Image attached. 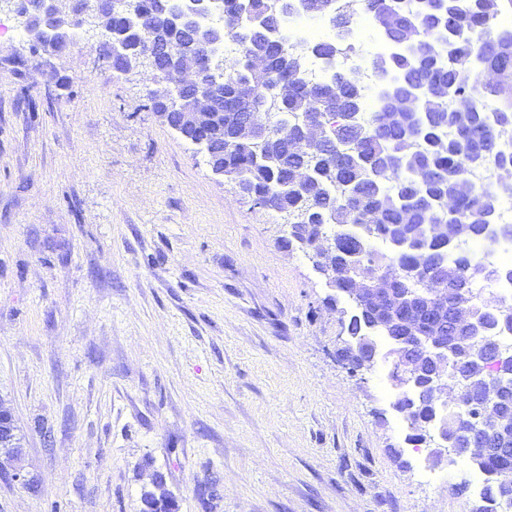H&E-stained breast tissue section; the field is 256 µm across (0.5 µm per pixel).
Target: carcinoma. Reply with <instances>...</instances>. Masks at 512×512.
Listing matches in <instances>:
<instances>
[{
    "mask_svg": "<svg viewBox=\"0 0 512 512\" xmlns=\"http://www.w3.org/2000/svg\"><path fill=\"white\" fill-rule=\"evenodd\" d=\"M263 0H222L224 25L240 26L249 34L250 47L269 59L268 72L258 76L248 65L245 47L216 65L202 91L213 100L207 114L184 129L185 139L206 158L224 164V177L246 185L257 205L286 211L296 217L287 245L305 254L319 251L324 239L335 253L326 257L334 288L347 297L350 273L358 272L389 288L421 290L427 282L458 288L468 282L470 306L484 308L473 292L471 267L477 265L466 249L491 230L485 220L497 214L505 195L512 196V152L502 149L503 135L512 129V53L492 51L491 37L503 28L498 23L504 3L512 0H426L415 12L403 0H364L377 26L393 13L402 26L387 31L400 44L405 33L419 25L423 31L410 51L372 60L384 61L378 76L389 83L380 112H365L352 85L341 82L342 72L313 82L309 79V50L290 47L275 38L278 24L259 26ZM332 0H299L295 6L351 27L348 14H336ZM125 12L106 19L105 57L118 48L137 64L145 51V32L139 17H150L155 40L173 50L186 43L172 16L178 0H127ZM498 73V81H482L484 70ZM281 89L276 109L280 120L265 136L262 148L239 134L243 96L259 97ZM485 94L498 101L493 112L478 102ZM317 120L320 139L304 150L293 148L306 119ZM477 148L484 161L494 162L504 177L495 186H474L458 191L468 162ZM458 200L448 212V197ZM337 230L328 235L326 226ZM380 241L386 250L376 251ZM383 316L370 308H354L346 326L350 336H385ZM343 357L354 371L372 367L363 351L346 347ZM492 374L512 376V346L500 343ZM396 404L410 422L409 440L420 442L442 421L465 430L479 414L476 407L445 412L421 388L398 397ZM501 430L512 436V391L499 409ZM483 475V504L472 512H509L512 489L497 477V470L512 466L506 459L471 460Z\"/></svg>",
    "mask_w": 512,
    "mask_h": 512,
    "instance_id": "carcinoma-1",
    "label": "carcinoma"
}]
</instances>
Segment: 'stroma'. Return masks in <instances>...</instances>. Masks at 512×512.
Wrapping results in <instances>:
<instances>
[{
    "label": "stroma",
    "instance_id": "stroma-1",
    "mask_svg": "<svg viewBox=\"0 0 512 512\" xmlns=\"http://www.w3.org/2000/svg\"><path fill=\"white\" fill-rule=\"evenodd\" d=\"M103 31L49 57L0 33V512H468L483 484L406 440L348 300L115 77ZM363 352L365 353V355L370 357V360L373 363H376L380 356L378 347L373 349L369 348L364 351L360 349L358 352H354L352 349L346 346L343 349L344 354L342 355L340 353V356L346 358L348 364L354 371L357 372L363 369L368 370L370 369V367L373 366V364H371L370 360L365 355H363ZM16 431L11 415L0 411V449L7 448L16 454L20 452Z\"/></svg>",
    "mask_w": 512,
    "mask_h": 512
}]
</instances>
